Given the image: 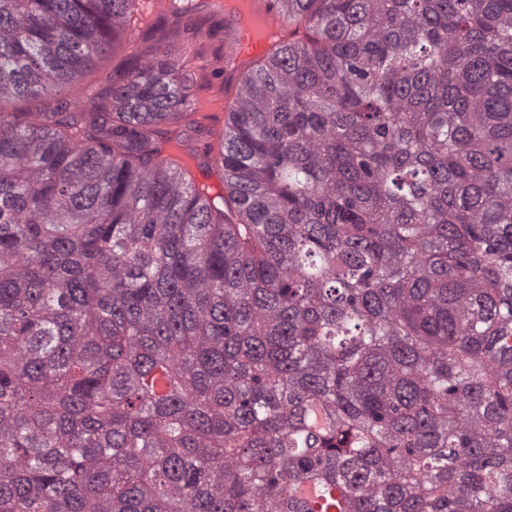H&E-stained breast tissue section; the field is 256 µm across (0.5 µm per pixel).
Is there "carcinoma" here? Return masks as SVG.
<instances>
[{
    "label": "carcinoma",
    "mask_w": 512,
    "mask_h": 512,
    "mask_svg": "<svg viewBox=\"0 0 512 512\" xmlns=\"http://www.w3.org/2000/svg\"><path fill=\"white\" fill-rule=\"evenodd\" d=\"M280 2L213 195L195 0H0V512H512V0Z\"/></svg>",
    "instance_id": "carcinoma-1"
}]
</instances>
